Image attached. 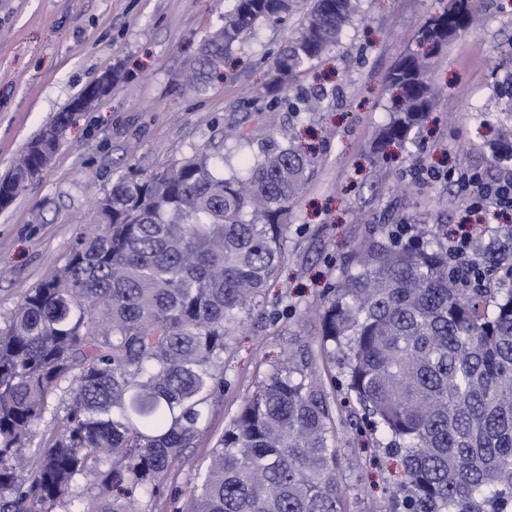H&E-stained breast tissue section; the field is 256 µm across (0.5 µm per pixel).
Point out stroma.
<instances>
[{
  "mask_svg": "<svg viewBox=\"0 0 512 512\" xmlns=\"http://www.w3.org/2000/svg\"><path fill=\"white\" fill-rule=\"evenodd\" d=\"M227 0H0V176L27 144L89 83L115 72L111 91L65 132L50 166L13 203L0 209V314L64 265L92 219L91 198L129 170L150 172L204 149L225 152L226 128L245 124L256 143L290 134L314 147L318 163L293 207L287 261L277 281L224 355V391L207 431L186 449L163 496L146 512H175L188 477L212 448L270 362L298 342L318 337L307 308L335 284L356 244L382 224L406 222L426 232L457 229L465 196L447 179L416 175L417 166L478 170L512 177L497 158L512 127V0H482L478 30L457 35L434 61L441 88L432 112L404 149L374 148L386 123V77L416 49L438 0H362L337 49L290 89L305 99L326 94L323 109L277 112L275 127L257 122L267 109L266 70L302 15L258 22L234 51L239 64L202 90L186 75L202 40L223 23ZM302 318L272 322L285 305ZM357 453L370 496L352 512H384L399 462L369 465Z\"/></svg>",
  "mask_w": 512,
  "mask_h": 512,
  "instance_id": "obj_1",
  "label": "stroma"
}]
</instances>
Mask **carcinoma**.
Instances as JSON below:
<instances>
[{
	"mask_svg": "<svg viewBox=\"0 0 512 512\" xmlns=\"http://www.w3.org/2000/svg\"><path fill=\"white\" fill-rule=\"evenodd\" d=\"M360 2L232 0L198 62L218 71L256 23L307 3L266 73V91L283 94ZM479 11L448 0L421 29L429 51L387 76L395 104L377 149L422 124L448 28L472 30ZM75 117L70 102L36 141L56 152ZM315 166L273 139L240 172L195 151L97 199L99 228L0 317V512H141L158 495L224 391V351L280 274ZM44 169L41 152L23 155L0 179V206ZM395 228L359 242L322 295L317 348L271 365L191 475L183 512H350L338 442L342 430L362 438L367 418L403 465L389 512H512V229L451 266L437 240L401 244ZM87 476L98 493L85 500Z\"/></svg>",
	"mask_w": 512,
	"mask_h": 512,
	"instance_id": "cac0c4a2",
	"label": "carcinoma"
}]
</instances>
